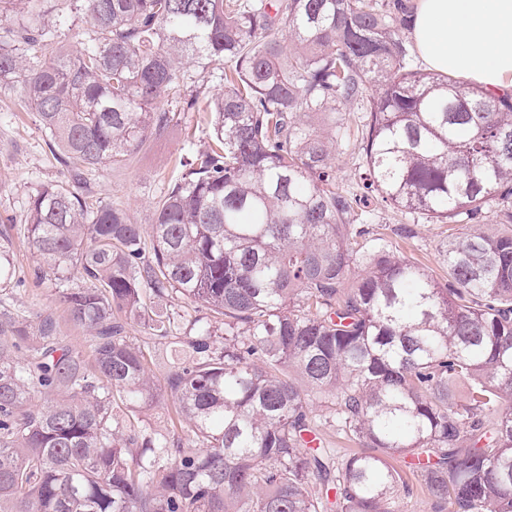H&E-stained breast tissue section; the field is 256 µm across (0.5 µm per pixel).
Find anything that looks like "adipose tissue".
<instances>
[{
	"label": "adipose tissue",
	"mask_w": 512,
	"mask_h": 512,
	"mask_svg": "<svg viewBox=\"0 0 512 512\" xmlns=\"http://www.w3.org/2000/svg\"><path fill=\"white\" fill-rule=\"evenodd\" d=\"M410 36L430 70L512 90V0H417Z\"/></svg>",
	"instance_id": "adipose-tissue-1"
}]
</instances>
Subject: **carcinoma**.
<instances>
[{"mask_svg":"<svg viewBox=\"0 0 512 512\" xmlns=\"http://www.w3.org/2000/svg\"><path fill=\"white\" fill-rule=\"evenodd\" d=\"M408 22L402 0H0V90L64 167L28 202L32 276L87 344L0 299V512H396L398 457L448 512H512V232L475 223L494 202L512 224V98L411 67ZM214 78L211 143L150 234L93 199L88 172ZM351 141L363 202L470 221L442 243L448 283L359 242L336 188ZM20 286L0 243V290ZM148 292L211 319L183 333ZM313 392L366 451L310 446ZM166 395L184 441L120 414Z\"/></svg>","mask_w":512,"mask_h":512,"instance_id":"1","label":"carcinoma"}]
</instances>
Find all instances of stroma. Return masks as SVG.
Here are the masks:
<instances>
[{"label":"stroma","instance_id":"stroma-1","mask_svg":"<svg viewBox=\"0 0 512 512\" xmlns=\"http://www.w3.org/2000/svg\"><path fill=\"white\" fill-rule=\"evenodd\" d=\"M209 136L206 113H181L177 122L161 135L151 137L143 150L125 164L98 167L91 179L95 199L123 208L134 223L153 224L156 203L172 185L179 159L205 148ZM58 176L59 165L34 114L25 111L15 92L1 91L0 219L8 222L15 274L25 282L24 287L14 289V304L31 318L39 313L53 314L60 322L63 340L76 343L83 331L69 321L58 300L54 278L37 284L27 279L33 261L24 234L27 204L36 190ZM359 222L370 231L390 235L400 254L421 264L439 282L447 281L448 268L440 255L447 225L390 206L377 208L371 215L360 217ZM393 465L406 482L395 495L397 512H437L409 460L397 459Z\"/></svg>","mask_w":512,"mask_h":512}]
</instances>
